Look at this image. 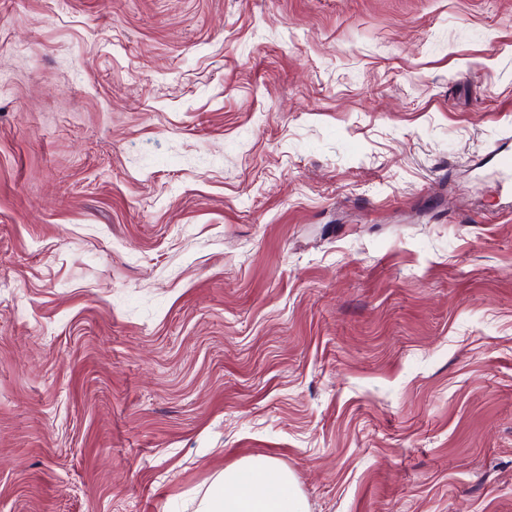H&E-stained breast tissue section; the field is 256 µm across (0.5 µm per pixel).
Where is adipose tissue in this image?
Segmentation results:
<instances>
[{"mask_svg": "<svg viewBox=\"0 0 512 512\" xmlns=\"http://www.w3.org/2000/svg\"><path fill=\"white\" fill-rule=\"evenodd\" d=\"M197 512H308V504L288 469L251 457L216 478Z\"/></svg>", "mask_w": 512, "mask_h": 512, "instance_id": "ef3b65f1", "label": "adipose tissue"}]
</instances>
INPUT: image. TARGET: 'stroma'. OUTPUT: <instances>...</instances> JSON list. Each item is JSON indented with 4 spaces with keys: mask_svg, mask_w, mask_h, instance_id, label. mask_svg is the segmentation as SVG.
<instances>
[{
    "mask_svg": "<svg viewBox=\"0 0 512 512\" xmlns=\"http://www.w3.org/2000/svg\"><path fill=\"white\" fill-rule=\"evenodd\" d=\"M512 0H0V512H512ZM197 512H308L288 469L251 457L224 470L202 496Z\"/></svg>",
    "mask_w": 512,
    "mask_h": 512,
    "instance_id": "obj_1",
    "label": "stroma"
}]
</instances>
